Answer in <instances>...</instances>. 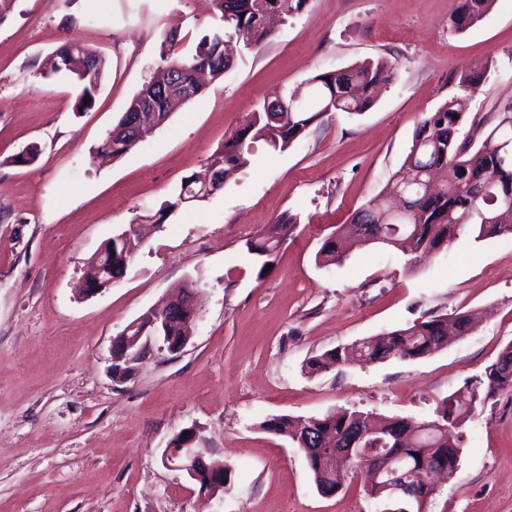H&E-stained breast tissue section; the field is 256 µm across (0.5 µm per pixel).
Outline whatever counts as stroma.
I'll list each match as a JSON object with an SVG mask.
<instances>
[{"instance_id":"stroma-1","label":"stroma","mask_w":512,"mask_h":512,"mask_svg":"<svg viewBox=\"0 0 512 512\" xmlns=\"http://www.w3.org/2000/svg\"><path fill=\"white\" fill-rule=\"evenodd\" d=\"M458 0H306L222 80L176 108L126 155L96 149L160 64L176 32L193 54L218 23L211 0H16L0 24V512H372L360 479L325 496L303 452L262 429L278 417L340 408L431 420L442 400L512 344V246L464 231L417 263L382 244L342 263L324 239L392 182L429 112L480 75L461 136L481 143L512 104V0L464 33ZM75 41L107 61L93 108L45 62ZM384 59L394 78L363 114L333 112L285 151L265 142L203 201L180 204L124 277L79 295L86 260L137 218L172 200L264 99L315 74ZM38 159H12L30 144ZM296 222L269 260L247 239ZM206 223H199V216ZM193 284L204 309L188 346L151 350L130 380L112 375V342L132 321ZM468 312L474 329L414 360L309 374L308 358L433 316ZM193 431L230 479L205 499L165 465ZM464 448L435 480L428 512H512V392L477 406L454 431Z\"/></svg>"}]
</instances>
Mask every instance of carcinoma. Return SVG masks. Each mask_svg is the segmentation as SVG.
Here are the masks:
<instances>
[{"instance_id": "obj_1", "label": "carcinoma", "mask_w": 512, "mask_h": 512, "mask_svg": "<svg viewBox=\"0 0 512 512\" xmlns=\"http://www.w3.org/2000/svg\"><path fill=\"white\" fill-rule=\"evenodd\" d=\"M263 3L276 14L289 17L301 9L304 0H214L222 25L206 30L190 57L178 55L177 38L166 35L159 46L162 66L132 98L100 149L114 158L131 151L129 112L145 95L153 92L159 96L150 114L154 125L159 127L170 116L166 98L172 88L189 90L195 97L202 91L196 80L199 68H207L214 80L224 78L229 44L241 43L246 48L263 44L270 35L258 18ZM494 3L495 0H459L457 11L449 21L450 28L459 34L467 31L486 17ZM71 48L76 58L89 65L85 73L68 67ZM56 52L59 56L53 72L71 75L81 88L76 111L90 109L104 78L105 59L78 42H65ZM393 77L391 67L382 59L317 74L309 79L313 89L310 104L292 107L288 120L277 123L273 115L283 111L279 97L264 101L248 125L225 138L224 148L211 157L210 165L224 171L227 177L249 165L251 144L256 141L284 151L314 121L331 112L362 114L373 105L380 87ZM464 118L456 97L425 116L415 130L410 150L392 185L393 192L416 197V210L385 221L383 214L387 209L382 197L368 201L351 219V226L360 230V241L406 246L412 253L425 254L439 249L467 226L478 231L480 238L512 235V105L504 108L498 123L479 146L460 138ZM197 196L195 176L184 178L177 201L160 209L155 223H163L168 210L194 201ZM293 223L295 218L283 217L268 225L246 242L248 252L259 257L271 256L281 245L283 232ZM348 250L349 241L334 232L324 240L317 260L325 266L335 265L342 262ZM132 259V243L111 238L101 246L99 255L91 256L88 264L93 272L110 262L112 276L117 277L125 274ZM190 329L189 319L182 314L158 329L148 328L145 335L163 336L164 344L169 345L178 343ZM471 329L470 317L465 313L450 319L433 316L380 338H363L314 356L308 361V369L313 374L355 363L419 359L444 348L448 344V332L464 336ZM504 391H512V345L486 367L484 377L466 387V392L448 396L436 410L437 419L423 423L424 430L413 439L408 435L417 424L411 421L394 417L379 420L371 413L347 409L299 420L276 417L264 422L262 428L306 449L304 455L315 486L324 494L338 491L345 477L357 473L365 462L366 452L397 457L399 469L395 479L418 489V496L399 503V508L426 512V502L434 493L430 474L436 469L453 472L462 452V440H450L448 427L476 404Z\"/></svg>"}]
</instances>
